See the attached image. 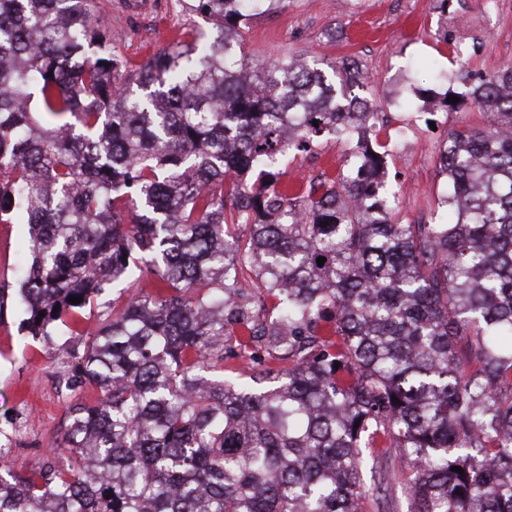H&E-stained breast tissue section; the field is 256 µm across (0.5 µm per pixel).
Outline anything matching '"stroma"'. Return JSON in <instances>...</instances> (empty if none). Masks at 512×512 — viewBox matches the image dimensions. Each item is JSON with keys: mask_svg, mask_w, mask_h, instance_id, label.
<instances>
[{"mask_svg": "<svg viewBox=\"0 0 512 512\" xmlns=\"http://www.w3.org/2000/svg\"><path fill=\"white\" fill-rule=\"evenodd\" d=\"M112 26V49L132 66L212 28L210 19L185 9L180 0H96ZM243 50L265 62L352 63L370 85L364 94L376 112L396 113L414 136L387 157L403 223L454 222L439 206L448 181L438 173L439 149L451 131L483 127L477 107L434 113L428 89L465 94L471 79L512 64V0H448L446 12L433 0H288L283 9L256 15L242 30ZM350 153L336 141L310 154H291L282 181L299 186L319 175L347 169ZM29 253V233L17 211L0 222V288L8 306L0 318V428L10 431L18 466L36 461L69 424L73 397L58 382L77 362L84 339L62 330L52 343L28 334L18 288L20 261Z\"/></svg>", "mask_w": 512, "mask_h": 512, "instance_id": "stroma-1", "label": "stroma"}]
</instances>
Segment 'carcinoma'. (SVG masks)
Segmentation results:
<instances>
[{"label":"carcinoma","instance_id":"obj_1","mask_svg":"<svg viewBox=\"0 0 512 512\" xmlns=\"http://www.w3.org/2000/svg\"><path fill=\"white\" fill-rule=\"evenodd\" d=\"M182 2L214 31L133 67L94 0H0L26 328L125 293L66 374L63 437L19 471L0 455V512H363L404 471L410 512H512V65L470 84L488 123L440 152L456 222L403 224L371 180L366 78L242 53L286 0ZM324 139L356 142V174L286 192L290 143ZM258 350L288 370L224 383ZM258 365L248 354L224 360V380L248 378L258 372Z\"/></svg>","mask_w":512,"mask_h":512}]
</instances>
